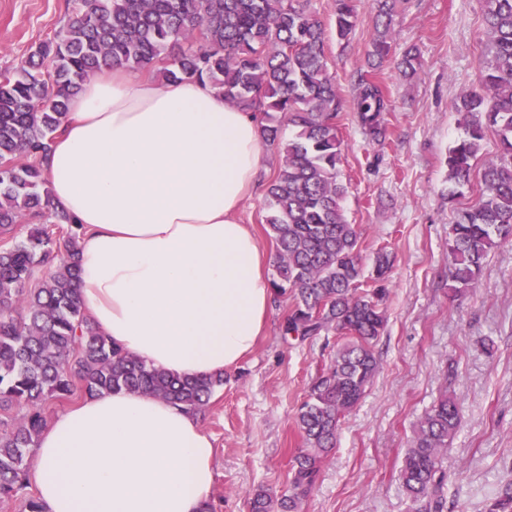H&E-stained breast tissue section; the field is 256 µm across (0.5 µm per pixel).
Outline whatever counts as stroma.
<instances>
[{
  "label": "stroma",
  "mask_w": 512,
  "mask_h": 512,
  "mask_svg": "<svg viewBox=\"0 0 512 512\" xmlns=\"http://www.w3.org/2000/svg\"><path fill=\"white\" fill-rule=\"evenodd\" d=\"M73 0H0V71L11 69L67 22ZM349 46L328 41L329 72L343 101L365 65L375 0H358ZM489 43L483 0H401L395 54L417 48L421 67L404 77L394 62L380 77L391 100L385 146L369 143L353 112L342 110L340 171L348 217L363 229L372 266H392L387 324L375 351L380 367L360 405L341 421L335 449L301 512H409L399 469L414 425L441 392L463 406L448 444V498L454 512H487L512 484V245L487 257L474 291L448 289V230L458 209L481 194L479 168L498 154L487 129L462 197L448 199V149L461 134L459 97L476 87ZM292 302L273 299L252 353L225 370L224 386L200 414L215 448V512H248L246 494L288 490L289 462L303 439L295 413L318 370L336 351L335 335L286 336Z\"/></svg>",
  "instance_id": "stroma-1"
}]
</instances>
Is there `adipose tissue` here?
<instances>
[{"mask_svg": "<svg viewBox=\"0 0 512 512\" xmlns=\"http://www.w3.org/2000/svg\"><path fill=\"white\" fill-rule=\"evenodd\" d=\"M263 152L258 121L204 81L116 65L71 98L44 169L54 204L86 229L79 288L102 335L178 376L253 350L273 290L241 214ZM213 461L198 414L119 391L56 416L33 479L47 512H202Z\"/></svg>", "mask_w": 512, "mask_h": 512, "instance_id": "adipose-tissue-1", "label": "adipose tissue"}]
</instances>
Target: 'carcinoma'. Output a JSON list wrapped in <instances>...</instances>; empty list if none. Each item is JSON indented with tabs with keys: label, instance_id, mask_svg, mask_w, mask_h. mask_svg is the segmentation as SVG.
Instances as JSON below:
<instances>
[{
	"label": "carcinoma",
	"instance_id": "1",
	"mask_svg": "<svg viewBox=\"0 0 512 512\" xmlns=\"http://www.w3.org/2000/svg\"><path fill=\"white\" fill-rule=\"evenodd\" d=\"M399 0H378L374 34L359 71L352 111L369 141L388 135L389 99L377 70L392 57ZM492 34L479 63V84L457 105L463 133L448 150V200L470 185L487 128L497 131L498 157L481 172L480 200L457 211L448 234V288L472 290L492 248L512 244V0H484ZM358 24L356 0H336V39L349 44ZM323 23L308 0H75L67 24L12 71L0 74V499H24V512H46L27 494L29 465L45 429L46 408L81 393L121 390L164 399L199 413L224 375L175 376L129 355L96 329L78 288L79 240L85 227L52 207L42 160L61 130L71 97L99 71L160 64L165 82H209L260 123L264 143L281 163L265 207L276 243L274 294H293L284 334L302 340L334 331L343 340L313 380L296 425L305 448L290 460L288 493L258 489L249 512H299L322 461L336 447L341 418L360 403L378 371L374 346L386 326L390 266L383 251L363 289L362 231L343 206L336 117L343 101L328 71ZM406 77L421 66L414 49L395 60ZM291 129L283 136V125ZM35 223L13 235L24 214ZM461 419L443 389L418 420L400 466L410 512H448V442ZM489 512H512V484Z\"/></svg>",
	"mask_w": 512,
	"mask_h": 512
}]
</instances>
